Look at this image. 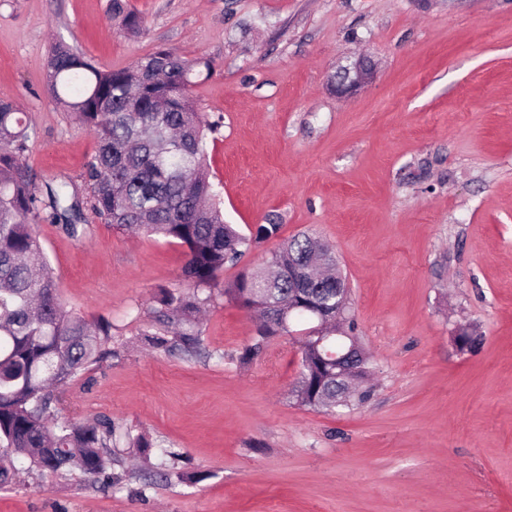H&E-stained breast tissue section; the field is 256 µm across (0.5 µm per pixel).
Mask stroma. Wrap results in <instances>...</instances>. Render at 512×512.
Instances as JSON below:
<instances>
[{
  "label": "stroma",
  "instance_id": "stroma-1",
  "mask_svg": "<svg viewBox=\"0 0 512 512\" xmlns=\"http://www.w3.org/2000/svg\"><path fill=\"white\" fill-rule=\"evenodd\" d=\"M121 3L139 34L112 0H0V100L36 128L37 187L80 183L96 147L46 83L54 44L103 70L159 46L209 58L193 96L222 123L207 167L224 220L245 235L281 226L221 278L299 234L328 242L371 392L332 411L299 405L297 337L240 363L258 321L217 291L197 353L148 347L185 247L44 221L61 300L112 326L111 356L66 386L62 414L111 420L117 463L108 480L19 463L0 512H512V0ZM364 55L371 80L337 95L333 75ZM465 326L478 343L462 350Z\"/></svg>",
  "mask_w": 512,
  "mask_h": 512
}]
</instances>
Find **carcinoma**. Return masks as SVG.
I'll return each mask as SVG.
<instances>
[{"label": "carcinoma", "instance_id": "cac0c4a2", "mask_svg": "<svg viewBox=\"0 0 512 512\" xmlns=\"http://www.w3.org/2000/svg\"><path fill=\"white\" fill-rule=\"evenodd\" d=\"M212 69L206 58L159 48L131 67L101 70L71 48L54 46L48 87L96 138L81 197L66 182L40 194L35 175L21 164L35 128L20 106L0 101V485L12 481L19 460L42 472L112 479V421L76 423L59 417L57 409L59 390L101 357L111 326L76 316L63 304L35 231L41 221L61 223L77 237L87 233L89 211L120 230L186 247L178 286L157 296L158 318L174 326L173 335H145L153 348L195 347L204 291L217 289L262 317L242 362L267 339L289 333L292 320L315 317L307 308L334 314L336 305L347 304L334 250L305 233L273 252L264 267L228 284L220 281L224 267L277 237L281 225L258 224L245 236L224 223L223 202L205 165L208 135L219 133L220 125L198 112L192 98ZM327 335L323 343L316 337L301 344L294 390L301 405L334 406L338 387L345 392L343 406L365 397L349 391L346 377H336V360L328 356L350 350L357 337L334 322Z\"/></svg>", "mask_w": 512, "mask_h": 512}]
</instances>
